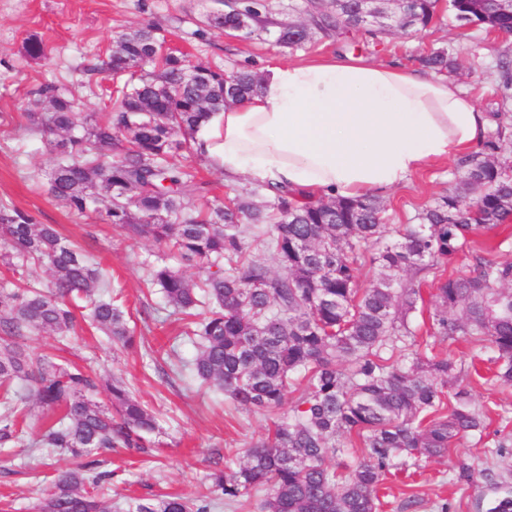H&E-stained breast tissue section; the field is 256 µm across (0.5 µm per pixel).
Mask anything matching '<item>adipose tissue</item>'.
<instances>
[{"label":"adipose tissue","instance_id":"1","mask_svg":"<svg viewBox=\"0 0 512 512\" xmlns=\"http://www.w3.org/2000/svg\"><path fill=\"white\" fill-rule=\"evenodd\" d=\"M492 126L445 76L354 55L280 60L256 94L196 132L195 150L225 181L242 177L269 194L359 197L458 159Z\"/></svg>","mask_w":512,"mask_h":512}]
</instances>
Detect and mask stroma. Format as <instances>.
I'll return each instance as SVG.
<instances>
[{
	"label": "stroma",
	"instance_id": "1",
	"mask_svg": "<svg viewBox=\"0 0 512 512\" xmlns=\"http://www.w3.org/2000/svg\"><path fill=\"white\" fill-rule=\"evenodd\" d=\"M217 7V0H0V201L31 213L39 223L55 225L62 238L108 270L122 285L123 305L137 324L136 342L126 348L93 331L80 309L75 333L67 341L30 333L24 343L33 354L90 368L102 379L122 378L159 425L156 445L148 452L102 454L103 469L116 473L103 494L108 512H130L135 500L164 494H208L209 473L219 465L238 464L252 444L268 435L273 417L230 407L223 393L203 390L189 374L173 373L174 362L191 361L196 348L188 342L175 344L178 322L168 318L160 291L144 284L146 264L156 262L162 249L151 240L118 234L99 212L74 213L49 193L47 175L55 156L41 136L24 130L31 89L62 85L79 111H107L105 91L112 80L104 73L87 75V67L106 60L119 33L152 24L168 51L224 70L246 66L258 72L273 60L347 54L413 67L424 51L444 47L459 63L455 81L493 114L495 123L512 121V104H500L496 69L502 52L512 49V35L457 26L447 9H440L429 29L418 35L393 32L374 40L316 32L304 47L292 50L265 36L225 35L207 27L208 13ZM32 39L42 42L44 57L27 53ZM457 177L455 164L433 165L408 186L381 194L389 240H396L399 230L414 223L418 209L446 193ZM432 293V284L424 283L423 301L412 318L414 349L462 364L472 400L488 416L487 428L444 456L419 458L405 472L387 478L378 492V512H489L494 499L512 497V448L498 445L504 435H512V386L491 382L488 348L432 334ZM43 432L42 411L33 408L26 447L0 448V512H38L54 476L72 466L68 455L42 448ZM464 462L500 473L499 488L493 491L464 477Z\"/></svg>",
	"mask_w": 512,
	"mask_h": 512
}]
</instances>
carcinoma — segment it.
<instances>
[{
	"label": "carcinoma",
	"mask_w": 512,
	"mask_h": 512,
	"mask_svg": "<svg viewBox=\"0 0 512 512\" xmlns=\"http://www.w3.org/2000/svg\"><path fill=\"white\" fill-rule=\"evenodd\" d=\"M439 0H410L393 27L425 31ZM358 0L325 11L313 0L304 8L310 26L276 25L275 41L302 46L311 31L386 34L359 26ZM260 0H239L208 18L211 28L247 25L268 29ZM449 17L461 26L512 34V12L486 0H448ZM419 64L443 74L455 69L444 48H431ZM114 89L110 111L95 118L76 111L68 92L45 85L33 101L46 112H28V129L52 134L57 154L49 192L73 211L106 202L105 221L120 234L150 238L182 263L202 270L195 280L167 265H147L148 284L160 289L171 314L185 316L184 335L196 344L193 376L224 393L236 408L280 409L299 381L306 388L266 439L250 446L235 467L216 469L212 486L224 501L258 512H377L379 486L408 460L446 454L464 438L482 434L485 415L462 386L463 369L449 356L405 357L414 345L412 316L420 282L433 277V334L471 345L490 344L497 380L512 384V263L490 257L480 238L512 219V138L498 125L485 151L458 160L460 178L448 193L424 205L417 223L385 242L382 206L372 196L306 198L288 191L263 204L253 195L206 203L184 163L193 135L210 116L241 103L259 88L258 73L192 63L165 50L147 25L119 34L104 63ZM503 91L512 89V59L499 60ZM263 238L277 257L272 275L255 260L249 239ZM0 262L14 281L0 282V445L21 446L29 397L59 412L47 417L44 444L77 463L60 471L40 512H105V480L95 459L104 450L151 446L155 416L135 400L123 380L107 384L112 408L95 401L97 376L76 366L35 356L22 343L36 331L67 336L73 309L88 310L92 326L109 340L128 344L134 331L120 290L55 226L0 203ZM370 257H365L366 251ZM465 269L446 272L458 255ZM381 272L359 285L362 260ZM44 268L43 286L30 282ZM452 400L445 401V390ZM364 448L363 460L336 466L346 439ZM214 498L163 495L133 505L134 512H211Z\"/></svg>",
	"instance_id": "carcinoma-1"
}]
</instances>
